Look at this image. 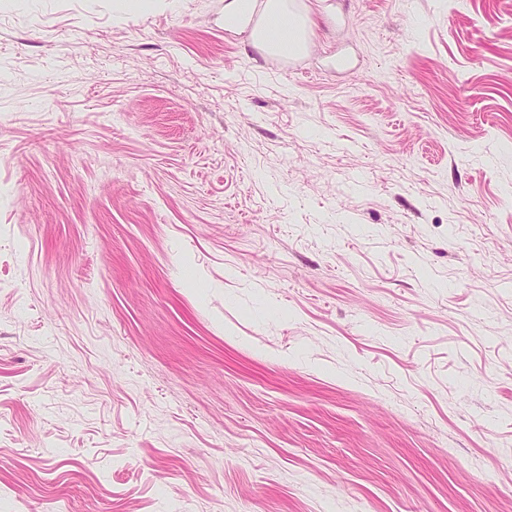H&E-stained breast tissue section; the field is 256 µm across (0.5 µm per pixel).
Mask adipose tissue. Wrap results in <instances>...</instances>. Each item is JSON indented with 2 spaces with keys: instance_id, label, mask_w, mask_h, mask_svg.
Instances as JSON below:
<instances>
[{
  "instance_id": "1",
  "label": "adipose tissue",
  "mask_w": 512,
  "mask_h": 512,
  "mask_svg": "<svg viewBox=\"0 0 512 512\" xmlns=\"http://www.w3.org/2000/svg\"><path fill=\"white\" fill-rule=\"evenodd\" d=\"M314 20L309 0H226L224 27L247 34L262 54L300 57L312 46Z\"/></svg>"
}]
</instances>
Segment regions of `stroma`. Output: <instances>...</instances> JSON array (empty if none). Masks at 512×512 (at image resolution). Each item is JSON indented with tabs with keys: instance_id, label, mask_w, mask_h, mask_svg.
Listing matches in <instances>:
<instances>
[{
	"instance_id": "35a3bbf8",
	"label": "stroma",
	"mask_w": 512,
	"mask_h": 512,
	"mask_svg": "<svg viewBox=\"0 0 512 512\" xmlns=\"http://www.w3.org/2000/svg\"><path fill=\"white\" fill-rule=\"evenodd\" d=\"M0 0V512H512V0ZM312 10L294 0H229L224 29L247 32L250 45L264 55L300 57L313 46Z\"/></svg>"
}]
</instances>
